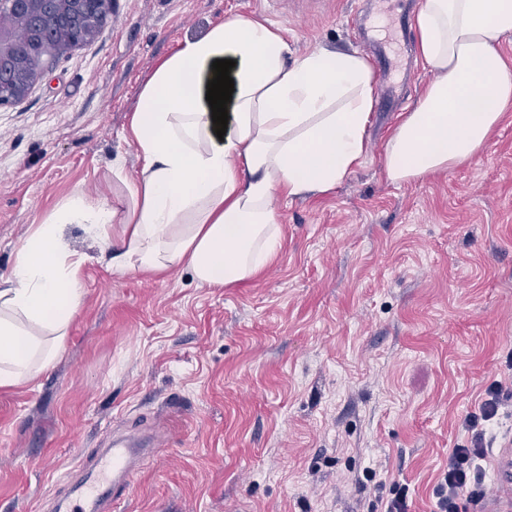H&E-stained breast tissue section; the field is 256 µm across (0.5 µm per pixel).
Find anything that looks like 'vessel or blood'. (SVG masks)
Segmentation results:
<instances>
[{
  "instance_id": "b4317fda",
  "label": "vessel or blood",
  "mask_w": 512,
  "mask_h": 512,
  "mask_svg": "<svg viewBox=\"0 0 512 512\" xmlns=\"http://www.w3.org/2000/svg\"><path fill=\"white\" fill-rule=\"evenodd\" d=\"M144 449L130 448L123 443L96 452L89 462L92 480L74 486L60 496L57 512H99L105 496L120 497L129 488L137 471L136 460ZM498 492L482 501L477 512H512V448H505L495 457Z\"/></svg>"
}]
</instances>
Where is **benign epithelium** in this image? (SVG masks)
<instances>
[{
	"instance_id": "benign-epithelium-1",
	"label": "benign epithelium",
	"mask_w": 512,
	"mask_h": 512,
	"mask_svg": "<svg viewBox=\"0 0 512 512\" xmlns=\"http://www.w3.org/2000/svg\"><path fill=\"white\" fill-rule=\"evenodd\" d=\"M8 12L12 23H0V76L13 77L11 86L0 85V106L22 101L42 77L43 65L23 68L22 50L33 42H44L48 28L60 32L57 45L61 50L76 47L79 41L94 37L86 26V18L96 12L108 21L112 0H0V13Z\"/></svg>"
}]
</instances>
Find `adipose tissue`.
<instances>
[{"instance_id":"adipose-tissue-1","label":"adipose tissue","mask_w":512,"mask_h":512,"mask_svg":"<svg viewBox=\"0 0 512 512\" xmlns=\"http://www.w3.org/2000/svg\"><path fill=\"white\" fill-rule=\"evenodd\" d=\"M434 71L384 154L400 183L473 159L512 105V0H424L414 21ZM233 60L228 125L217 137L207 84ZM375 78L355 51L290 56L283 33L250 16L185 39L154 68L126 132L141 165L128 203L69 198L23 239L0 278V388L50 370L84 299V256L61 228L83 225L112 274L188 268L199 286L252 280L279 254L277 195L333 191L366 157Z\"/></svg>"}]
</instances>
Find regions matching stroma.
Segmentation results:
<instances>
[{"mask_svg":"<svg viewBox=\"0 0 512 512\" xmlns=\"http://www.w3.org/2000/svg\"><path fill=\"white\" fill-rule=\"evenodd\" d=\"M422 0H112L86 44L44 58L0 108V276L61 200H125L139 168L125 139L140 90L181 41L252 15L290 52L385 49L392 88L370 152L331 192L275 202L283 244L254 280L201 288L189 271L112 275L81 225L85 296L56 365L0 391V512H53L94 449L159 428L109 512H436L463 421L502 386L489 449L512 440V107L469 163L402 183L385 144L433 73L414 34ZM122 161L115 171L114 161ZM375 469L373 482L364 470Z\"/></svg>","mask_w":512,"mask_h":512,"instance_id":"obj_1","label":"stroma"}]
</instances>
